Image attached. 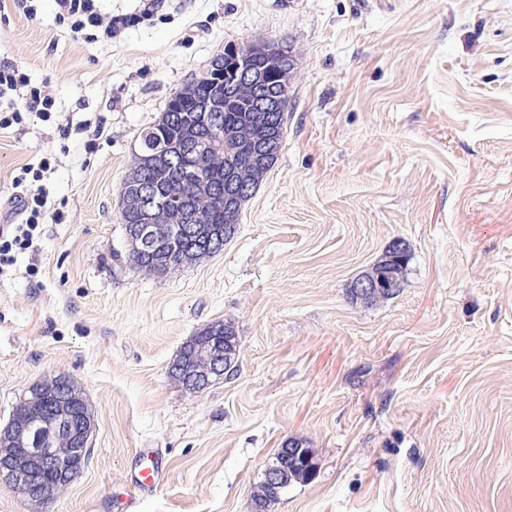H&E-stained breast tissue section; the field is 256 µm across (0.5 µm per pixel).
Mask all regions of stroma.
<instances>
[{"label":"stroma","instance_id":"stroma-1","mask_svg":"<svg viewBox=\"0 0 512 512\" xmlns=\"http://www.w3.org/2000/svg\"><path fill=\"white\" fill-rule=\"evenodd\" d=\"M56 12L0 0V62L58 106L0 132V203L56 158L35 248L0 275V430L57 374L96 417L52 512H121L142 448L164 472L137 512H252L292 439L316 474L271 512H512V0H157L96 42ZM269 40L296 61L284 138L234 237L135 269L121 187L141 130L227 45ZM397 238L398 295L352 300ZM214 321L239 370L187 391L168 367Z\"/></svg>","mask_w":512,"mask_h":512}]
</instances>
